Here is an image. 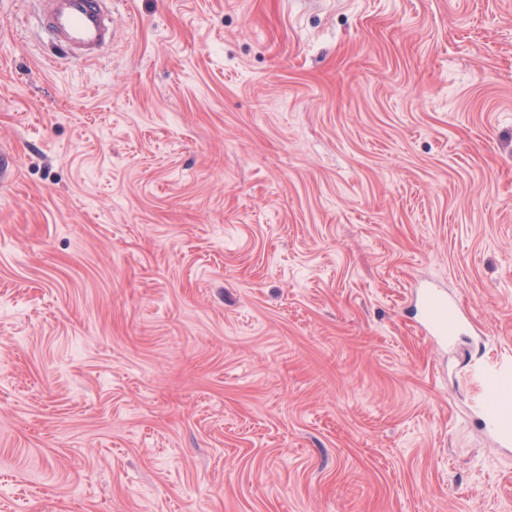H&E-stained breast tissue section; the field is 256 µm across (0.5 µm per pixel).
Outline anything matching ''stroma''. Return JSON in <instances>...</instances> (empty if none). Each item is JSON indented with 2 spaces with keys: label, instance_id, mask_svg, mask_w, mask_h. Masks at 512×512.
<instances>
[{
  "label": "stroma",
  "instance_id": "obj_1",
  "mask_svg": "<svg viewBox=\"0 0 512 512\" xmlns=\"http://www.w3.org/2000/svg\"><path fill=\"white\" fill-rule=\"evenodd\" d=\"M113 9L0 0V512H512V0ZM41 22L52 40L92 61L117 38L112 0H40ZM425 316L429 334L443 340H451L464 327V320L456 305L437 288L426 289ZM512 377V362L511 360L501 363L498 366L483 371L482 378L486 390L493 393V400L496 406H503L507 401V395L500 390L504 381ZM478 415L481 427L484 431L494 437L501 448L512 446V425L504 421L500 410L485 408L484 403L478 407Z\"/></svg>",
  "mask_w": 512,
  "mask_h": 512
}]
</instances>
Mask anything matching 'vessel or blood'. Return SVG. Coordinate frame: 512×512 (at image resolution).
Listing matches in <instances>:
<instances>
[{
    "label": "vessel or blood",
    "mask_w": 512,
    "mask_h": 512,
    "mask_svg": "<svg viewBox=\"0 0 512 512\" xmlns=\"http://www.w3.org/2000/svg\"><path fill=\"white\" fill-rule=\"evenodd\" d=\"M41 22L52 40L80 59L92 61L117 38L112 0H41ZM425 316L432 336L449 340L461 333L464 320L456 305L439 289L425 292ZM483 382L492 392L495 409L479 408L481 427L494 437L499 447L512 446V423L504 421L500 411L507 401L502 391L504 381L512 378V362L485 370Z\"/></svg>",
    "instance_id": "vessel-or-blood-1"
}]
</instances>
